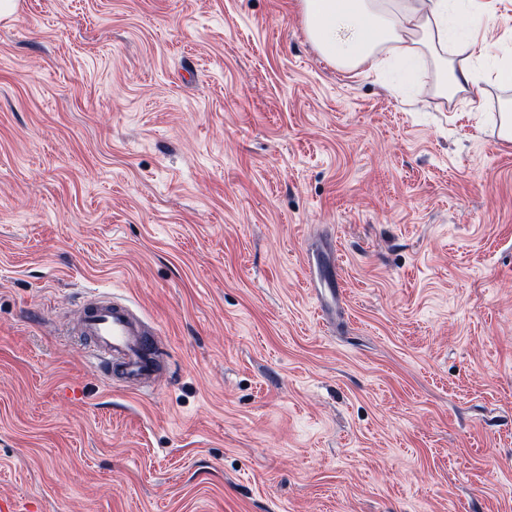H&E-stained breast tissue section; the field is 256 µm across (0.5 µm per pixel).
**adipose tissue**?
Listing matches in <instances>:
<instances>
[{"instance_id": "ef3b65f1", "label": "adipose tissue", "mask_w": 512, "mask_h": 512, "mask_svg": "<svg viewBox=\"0 0 512 512\" xmlns=\"http://www.w3.org/2000/svg\"><path fill=\"white\" fill-rule=\"evenodd\" d=\"M310 41L330 63L353 71L379 69L384 54L412 59L429 52L442 95L479 91L472 60L478 40L452 41L449 26L467 28V14L448 15V0H301Z\"/></svg>"}]
</instances>
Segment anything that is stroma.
<instances>
[{"label":"stroma","mask_w":512,"mask_h":512,"mask_svg":"<svg viewBox=\"0 0 512 512\" xmlns=\"http://www.w3.org/2000/svg\"><path fill=\"white\" fill-rule=\"evenodd\" d=\"M19 2L0 512H512V83L337 69L299 0ZM92 290L155 329L151 385L72 335Z\"/></svg>","instance_id":"stroma-1"}]
</instances>
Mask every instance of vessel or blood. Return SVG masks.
I'll return each mask as SVG.
<instances>
[{"instance_id": "obj_1", "label": "vessel or blood", "mask_w": 512, "mask_h": 512, "mask_svg": "<svg viewBox=\"0 0 512 512\" xmlns=\"http://www.w3.org/2000/svg\"><path fill=\"white\" fill-rule=\"evenodd\" d=\"M79 334L106 371L138 381L156 372V353L142 320L124 302L91 296L81 307Z\"/></svg>"}]
</instances>
